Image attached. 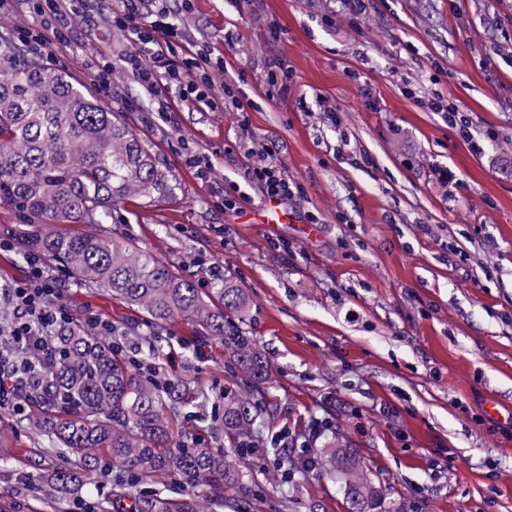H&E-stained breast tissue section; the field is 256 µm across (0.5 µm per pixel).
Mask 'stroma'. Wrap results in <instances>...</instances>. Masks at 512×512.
Returning a JSON list of instances; mask_svg holds the SVG:
<instances>
[{
    "mask_svg": "<svg viewBox=\"0 0 512 512\" xmlns=\"http://www.w3.org/2000/svg\"><path fill=\"white\" fill-rule=\"evenodd\" d=\"M336 0H194L179 16L182 45L208 44L224 80L252 107L230 112L180 103L179 128L155 111L131 77L95 92L158 154L172 198H127L111 231L173 262L197 287L216 272L247 291L251 336L276 378L267 406L290 447L357 449L380 492L379 512H512V419L487 417L497 397L512 407V0H376L356 24ZM72 46L26 44L32 56L88 84L93 55L117 59L132 44L110 26L76 17ZM238 33L235 45L225 30ZM290 75L287 95L268 60ZM459 106L483 142L475 153L443 113L419 98ZM272 152L305 195L288 224L238 221L267 202L250 184L246 144ZM193 155L214 165L203 180ZM455 181L443 183L440 170ZM239 186L235 209L224 192ZM321 228L307 238L308 214ZM74 323H113L144 347L160 383L203 384L209 402L181 424L190 438L224 443L218 398L235 372L221 342L181 321L158 330L136 308L56 269ZM175 364H168V355ZM44 440L28 416L0 410V453L27 468ZM236 512H346L340 483L284 478L256 450Z\"/></svg>",
    "mask_w": 512,
    "mask_h": 512,
    "instance_id": "35a3bbf8",
    "label": "stroma"
}]
</instances>
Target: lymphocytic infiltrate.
I'll return each mask as SVG.
<instances>
[{
    "instance_id": "1",
    "label": "lymphocytic infiltrate",
    "mask_w": 512,
    "mask_h": 512,
    "mask_svg": "<svg viewBox=\"0 0 512 512\" xmlns=\"http://www.w3.org/2000/svg\"><path fill=\"white\" fill-rule=\"evenodd\" d=\"M38 40L69 47L73 34L69 17L91 12L95 0H31ZM108 21L113 29L128 33L134 48L119 64L101 58L90 72L102 92L112 88V74L122 69L158 100L162 120L176 123L174 100L196 101L211 112L242 111V90L233 82L215 86L214 76L223 71L224 60L212 57L207 48L175 57L173 46L182 40V30L165 0H112ZM249 179L269 198L288 200L302 194L275 160L250 169ZM26 280L0 284V306L10 311L0 326V409L20 415L25 411L23 395L33 378L53 359L52 338L73 318L59 302L62 284L43 258L31 255Z\"/></svg>"
}]
</instances>
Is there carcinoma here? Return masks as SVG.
Returning a JSON list of instances; mask_svg holds the SVG:
<instances>
[{
  "mask_svg": "<svg viewBox=\"0 0 512 512\" xmlns=\"http://www.w3.org/2000/svg\"><path fill=\"white\" fill-rule=\"evenodd\" d=\"M0 65V208L36 224L15 230L29 253L58 264L80 281L107 289L159 324L195 322L218 339L238 372L224 388V441L246 463L270 429L262 396L271 368L251 337L232 331L226 317L246 316L245 291L229 276L208 294L169 261L105 224L131 195L162 200L174 194L172 178L140 136L100 106L61 70L26 58L14 46ZM55 224H87L93 232L67 233ZM56 358L31 389V427L47 439L38 453L57 460L35 476L20 473L33 492L65 504L106 461L119 467L94 512H224L227 488H241L244 471L228 464L226 449L185 438L174 422L193 403L210 398L202 385L188 397L137 372L132 361L91 329L73 325L53 338ZM316 476L344 485L348 512H371L375 490L353 448H325ZM175 478L176 496L151 484Z\"/></svg>",
  "mask_w": 512,
  "mask_h": 512,
  "instance_id": "cac0c4a2",
  "label": "carcinoma"
}]
</instances>
